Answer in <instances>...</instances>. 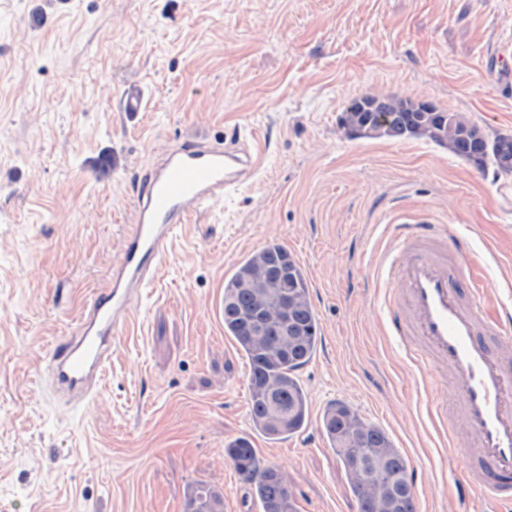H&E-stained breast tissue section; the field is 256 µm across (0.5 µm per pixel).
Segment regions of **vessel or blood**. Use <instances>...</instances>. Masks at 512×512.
I'll return each mask as SVG.
<instances>
[{
    "label": "vessel or blood",
    "instance_id": "vessel-or-blood-1",
    "mask_svg": "<svg viewBox=\"0 0 512 512\" xmlns=\"http://www.w3.org/2000/svg\"><path fill=\"white\" fill-rule=\"evenodd\" d=\"M252 158L221 144L166 148L136 201L122 259L107 288L82 311L73 336L52 355L46 377L55 396L80 407L96 396L112 339L154 279L183 224L252 170ZM381 267L388 288L381 300L389 332L421 372L447 367L468 432L449 436L466 445L479 469L457 473L458 485L492 502L512 503V320L492 312L474 283L465 242L449 243L437 225L398 224Z\"/></svg>",
    "mask_w": 512,
    "mask_h": 512
}]
</instances>
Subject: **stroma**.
<instances>
[{"label": "stroma", "mask_w": 512, "mask_h": 512, "mask_svg": "<svg viewBox=\"0 0 512 512\" xmlns=\"http://www.w3.org/2000/svg\"><path fill=\"white\" fill-rule=\"evenodd\" d=\"M512 0H0V512H186L191 486L261 512L224 449L250 439L298 512H357L320 415L342 400L407 456L419 512H512L459 497L421 375L392 343L375 270L410 219L467 240L486 302L512 312V175L425 139L350 137L361 95L426 99L512 134ZM144 100L127 112L128 94ZM251 150L253 176L179 231L98 394L56 403L43 372L121 259L161 148ZM305 269L320 340L298 377L301 432L271 442L249 416L248 359L216 307L267 242Z\"/></svg>", "instance_id": "obj_1"}]
</instances>
